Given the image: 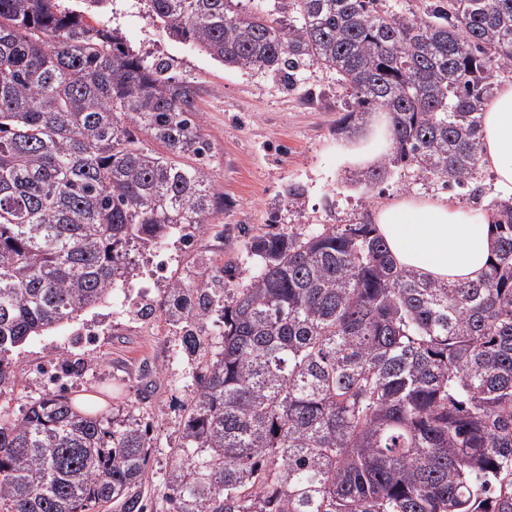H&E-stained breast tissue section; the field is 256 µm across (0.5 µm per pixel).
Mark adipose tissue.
Wrapping results in <instances>:
<instances>
[{
    "instance_id": "obj_1",
    "label": "adipose tissue",
    "mask_w": 512,
    "mask_h": 512,
    "mask_svg": "<svg viewBox=\"0 0 512 512\" xmlns=\"http://www.w3.org/2000/svg\"><path fill=\"white\" fill-rule=\"evenodd\" d=\"M390 135L388 113H378L367 130L344 143L350 161L369 166L372 146ZM483 161L497 185L512 190V83H502L483 106ZM398 265L439 281L466 282L483 275L491 255V218L437 197L404 196L379 207L373 217Z\"/></svg>"
}]
</instances>
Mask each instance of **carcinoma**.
<instances>
[{"instance_id": "carcinoma-1", "label": "carcinoma", "mask_w": 512, "mask_h": 512, "mask_svg": "<svg viewBox=\"0 0 512 512\" xmlns=\"http://www.w3.org/2000/svg\"><path fill=\"white\" fill-rule=\"evenodd\" d=\"M146 0V17L233 68L350 90L389 144L353 184L408 167L492 216L478 280L392 258L369 212L245 240L255 273L170 281L161 306L197 361L168 512H512V198L482 182L481 106L512 78V0ZM112 0H0V391L9 354L127 285L134 256L214 223L197 91L106 23ZM162 151L143 147L144 139ZM220 317L203 344L200 322ZM150 428L49 391L0 414V512H91L138 492Z\"/></svg>"}]
</instances>
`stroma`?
Masks as SVG:
<instances>
[{"label":"stroma","mask_w":512,"mask_h":512,"mask_svg":"<svg viewBox=\"0 0 512 512\" xmlns=\"http://www.w3.org/2000/svg\"><path fill=\"white\" fill-rule=\"evenodd\" d=\"M144 11L143 0H112V25L136 53L165 61L173 76L197 87L196 121L212 144L205 169L224 209L207 230L172 237L161 252L144 255L130 286L108 301L15 348L14 384L0 395V407L17 414L42 393L62 390L76 400L97 395L102 411L117 417L134 412L153 436L144 495L154 512H164L165 471L197 367L179 354L159 309L168 275L191 278L207 257L214 266H231L234 286L247 284L253 264L237 235L241 226L307 233L320 224L353 223L364 206L375 209L401 195L445 196L463 207L469 201L399 169L369 190L347 184L336 134L347 91L333 72L308 68L289 89L264 72L225 67L166 34ZM292 185L305 191L293 207L286 200ZM158 261L167 276H154Z\"/></svg>","instance_id":"1"}]
</instances>
